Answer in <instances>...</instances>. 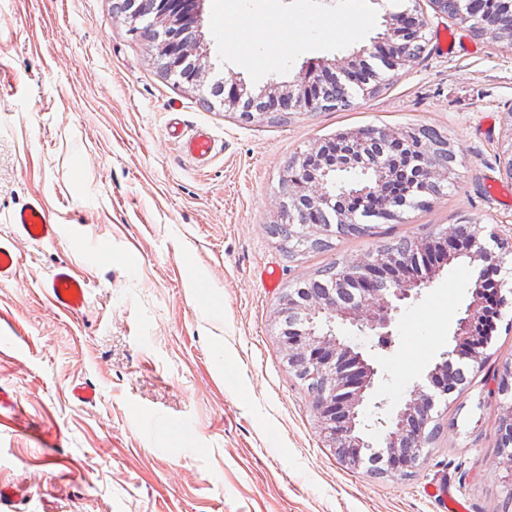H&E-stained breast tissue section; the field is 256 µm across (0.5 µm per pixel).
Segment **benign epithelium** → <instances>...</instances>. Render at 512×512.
Segmentation results:
<instances>
[{"label": "benign epithelium", "mask_w": 512, "mask_h": 512, "mask_svg": "<svg viewBox=\"0 0 512 512\" xmlns=\"http://www.w3.org/2000/svg\"><path fill=\"white\" fill-rule=\"evenodd\" d=\"M143 13L164 19L169 29L168 38L158 46L169 72L188 84L195 82L199 69L187 67L185 62L199 47L197 15L185 10L180 0H140L137 9L125 17L126 23L136 26ZM426 28L424 16L398 14L391 18L386 33L374 44V49L382 52L387 68L395 71L415 58ZM327 81L324 74L308 69L289 89L283 91L271 84L259 93V98L267 99L270 112L285 105L295 112H311L321 105L320 90ZM393 137L394 132L381 128L368 133L354 130L340 134L338 138L344 146L341 155L330 156L321 147L302 153L289 163L285 181L296 186L295 199L316 208L338 209V194L331 189L328 174L339 168L367 165L372 171V187L362 193V198L371 200L396 175L382 150ZM280 212L283 223L299 234L312 228L306 214L291 201H281ZM484 231L486 228L481 226V221L472 218L465 224L452 225L438 237L413 240L416 256L431 250L438 254L439 260L449 263L465 255L470 263L476 262L479 267L473 301L458 318L451 336L453 347L441 353L440 362L428 374L441 396L453 393L466 382L462 361L481 363L482 348L487 345L491 325L485 319V306H491L498 317L505 306L500 284L494 276L500 271L503 256L512 253V224L491 230L490 238L502 250L500 254L480 243ZM355 271L361 273L364 284L358 289V299L345 308L338 297L345 292ZM432 278L433 270L429 266L423 268L417 261L390 264L371 252L360 260L344 264L335 287L320 298L304 304L298 301L293 288L285 290L281 296L283 308L301 313L297 327L283 328L279 334L288 368L305 381L323 382L322 390L313 396L321 434L329 447L345 449L344 460L352 469L359 468L365 461L363 451L373 448L371 442L362 438L360 425L361 406L372 388L376 370L361 353L335 335L331 323L339 319L368 336L387 338L391 336L388 328L401 305L419 296L421 288ZM434 405L435 395L417 384L409 392V399L385 423V435L375 455L386 460L390 473H405L419 464L426 447L424 429L432 421Z\"/></svg>", "instance_id": "1"}]
</instances>
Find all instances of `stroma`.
Wrapping results in <instances>:
<instances>
[{"mask_svg": "<svg viewBox=\"0 0 512 512\" xmlns=\"http://www.w3.org/2000/svg\"><path fill=\"white\" fill-rule=\"evenodd\" d=\"M115 2L0 0V244L18 258L0 280V388L54 439L44 447L0 425V488L13 490V512H444L442 492L467 512H507L512 453L500 425L512 401L496 388L512 362V279L483 364L436 397L439 433L405 477L348 468L326 445L278 330L287 285L336 259L464 218L512 224L500 163L512 137V38L492 44L432 13L423 51L393 72L365 49L414 0H201L207 56L192 88L165 74ZM223 12L256 40L218 32ZM325 21L333 35L319 33ZM348 63L368 65L382 86L347 110L249 121L210 93L218 79L257 94ZM173 122L211 134L209 159L184 154ZM366 126L436 128L456 154V182L429 210L380 221L377 234L289 253L269 231L289 162ZM34 199L55 239L11 224ZM64 263L88 288L72 315L45 288ZM475 278L467 259L441 264L385 344L336 324L377 370L363 406L374 440L377 419L447 350ZM78 384L94 387L93 402L74 397Z\"/></svg>", "mask_w": 512, "mask_h": 512, "instance_id": "1", "label": "stroma"}]
</instances>
